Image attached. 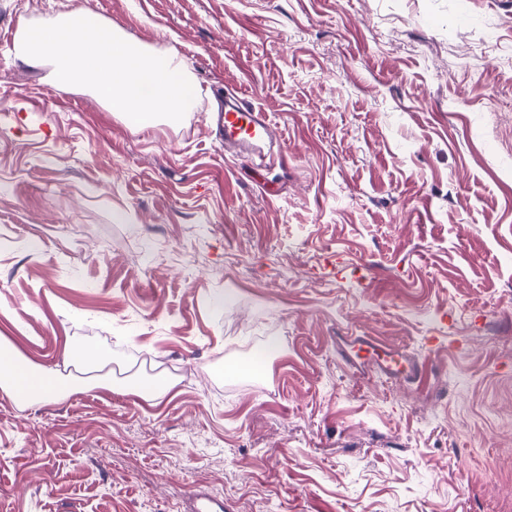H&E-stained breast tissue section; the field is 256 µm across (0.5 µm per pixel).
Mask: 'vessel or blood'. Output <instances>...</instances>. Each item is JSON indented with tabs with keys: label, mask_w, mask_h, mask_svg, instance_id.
<instances>
[{
	"label": "vessel or blood",
	"mask_w": 512,
	"mask_h": 512,
	"mask_svg": "<svg viewBox=\"0 0 512 512\" xmlns=\"http://www.w3.org/2000/svg\"><path fill=\"white\" fill-rule=\"evenodd\" d=\"M217 126L224 134L225 145L234 147L237 158L266 168L267 159L258 158L255 149L272 140L275 128L267 113L256 109L242 94L224 98V110L219 113ZM346 344L355 353L349 367L361 376L383 375L386 379L412 384L422 383L429 363L426 359L404 351H395L373 336L350 335Z\"/></svg>",
	"instance_id": "vessel-or-blood-1"
}]
</instances>
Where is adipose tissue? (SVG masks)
Instances as JSON below:
<instances>
[{
	"label": "adipose tissue",
	"instance_id": "1",
	"mask_svg": "<svg viewBox=\"0 0 512 512\" xmlns=\"http://www.w3.org/2000/svg\"><path fill=\"white\" fill-rule=\"evenodd\" d=\"M0 390L20 400L58 402L74 386L60 370L37 366L14 346L0 341Z\"/></svg>",
	"mask_w": 512,
	"mask_h": 512
}]
</instances>
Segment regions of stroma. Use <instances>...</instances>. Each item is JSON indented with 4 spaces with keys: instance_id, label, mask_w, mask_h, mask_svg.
<instances>
[{
    "instance_id": "35a3bbf8",
    "label": "stroma",
    "mask_w": 512,
    "mask_h": 512,
    "mask_svg": "<svg viewBox=\"0 0 512 512\" xmlns=\"http://www.w3.org/2000/svg\"><path fill=\"white\" fill-rule=\"evenodd\" d=\"M78 4L196 109L139 126L25 63ZM510 53L512 0H0V336L78 385L0 390V512H512ZM235 91L281 164L225 153ZM350 332L427 382L358 378Z\"/></svg>"
}]
</instances>
